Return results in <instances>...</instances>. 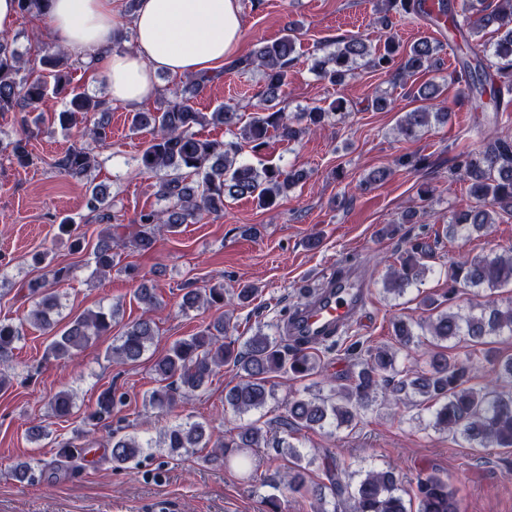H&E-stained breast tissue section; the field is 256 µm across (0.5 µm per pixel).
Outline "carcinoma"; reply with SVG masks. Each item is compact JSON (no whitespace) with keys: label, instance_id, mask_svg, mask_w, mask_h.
Here are the masks:
<instances>
[{"label":"carcinoma","instance_id":"cac0c4a2","mask_svg":"<svg viewBox=\"0 0 512 512\" xmlns=\"http://www.w3.org/2000/svg\"><path fill=\"white\" fill-rule=\"evenodd\" d=\"M49 0H17L23 17L43 16ZM386 14L381 17L383 50L375 51L365 39L352 36L337 42L336 49L318 60L314 69L321 78L332 84L352 76L360 67L386 72L401 56L396 75L407 80L436 66L441 45L420 39L410 45L405 54L388 34L389 13L405 15L429 14L425 0H382ZM492 28L499 34L493 43H473V37ZM464 52L456 80L464 83L466 95L476 103V109L492 104L493 111L506 112L512 106V0H496L493 9H478L454 22ZM295 37L287 33L280 39L260 46L253 56L238 62L243 70L262 71L266 101L271 103L288 83V73L295 57ZM490 53L500 60L495 72L483 67L481 55ZM74 62L65 50L47 48L37 58L36 66L26 68L21 55L5 35L0 36V112H25L24 136L12 145V156L18 165L30 163L29 139L42 131L46 115L62 130L83 126L81 136L100 145L111 138L105 121L108 102L94 99L73 85ZM213 77H197L189 84L172 91L171 98L155 112H134L131 126L135 130L151 128L152 138L139 157V167L147 173L167 172L157 184L156 194L166 205L162 209L142 211L133 220L137 227L125 239L112 235V223L117 218L105 206V196L99 186L90 184L86 190V206L104 224L94 246L93 260L97 274H106L117 265L120 248L131 247L138 252L155 250V227L165 226L174 233L183 224L194 222L204 213L224 212V199L248 196L261 207H273L289 189L298 185L305 174L300 170L285 171L278 166L260 168L241 158L243 144L259 151L267 144L270 134L295 142L307 130L321 127L345 111L346 102L333 100L327 106H315L292 116L259 107L248 121H243L242 106L225 104L214 111L200 112L193 98ZM61 109H56L57 104ZM446 118V112H429L418 106L405 113L398 124L399 133L413 138L430 123V118ZM209 124L223 125L233 133L231 140H214L198 136L195 128ZM98 165L94 149L88 145L74 146L55 162L58 170L71 177H86ZM459 170L470 182V193L476 205L455 215L448 225L454 236H467L482 231L496 222L500 213L512 214V135L506 133L491 141L476 154H465ZM71 218L58 224L60 235L69 239L73 251L83 250L81 238L73 235ZM429 249L413 244L399 258V265L390 268L383 280L384 290L401 294L422 279L429 271L425 263ZM45 277L27 283L30 308L16 321L0 320V391L11 380L5 370L14 359L16 344L23 337L27 323L54 333L46 356L68 360L77 356L88 344L111 333L114 312L102 307L87 310L70 319L59 331L62 305L54 285L69 278L70 270H50ZM448 289L439 297L426 296L421 304L430 312L425 332L438 341L463 338L475 345L486 344L493 336H512V299L499 303L497 291L512 288V248L483 256L464 258L452 264L446 272ZM480 298L470 309L455 305L463 290ZM136 300L144 313L126 325L118 342L106 352V358L121 364L138 362L152 343L156 324L150 312L158 303L156 288L143 281L135 291ZM224 307V284L203 290L190 289L182 297V310ZM236 327L220 315L203 329L179 339L168 352L153 364L160 386L148 395V404L159 410L176 405L179 395L200 389L206 380L224 363L231 361L239 371V381L225 395L233 410L246 413L264 407L273 396L271 379L288 374L301 380L318 373L320 357L317 347L304 340L288 341L270 336L261 330L247 337L240 347L231 337ZM394 335L399 347L364 345L353 342L349 354L354 357L358 371L345 384L331 387L327 396L296 395L288 400L284 418L275 423L255 422L238 428L229 437L214 432L201 422L184 421L167 427L162 433L160 447L170 453L192 452L211 447L221 452L224 464L242 469L252 467L250 451L266 448L269 434L277 428L286 434L297 429L349 427L376 402L377 394L394 405L420 397V404L433 409L432 426L460 436L471 448H512V356H497L485 351V358L494 365L495 377L483 385L473 383L468 361L456 355H441L430 362L426 372L407 366L397 367L399 348L410 349L415 332L410 323L398 321ZM125 396L108 388L97 397L95 406L86 410L82 422L95 427L110 418L112 412L124 405ZM75 406L74 392L60 390L49 399V408L57 419L68 418ZM110 459L119 469L140 463L144 451L153 447L133 434L109 432ZM323 466L329 489L338 499L349 503L350 512H460L455 491L436 472L418 478L415 492L416 508L406 506L398 494V476L394 469L368 471L356 485L343 479L334 459L327 455Z\"/></svg>","mask_w":512,"mask_h":512}]
</instances>
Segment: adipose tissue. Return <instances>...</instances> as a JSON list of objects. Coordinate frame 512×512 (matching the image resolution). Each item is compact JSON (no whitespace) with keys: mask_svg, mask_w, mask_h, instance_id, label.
Returning <instances> with one entry per match:
<instances>
[{"mask_svg":"<svg viewBox=\"0 0 512 512\" xmlns=\"http://www.w3.org/2000/svg\"><path fill=\"white\" fill-rule=\"evenodd\" d=\"M113 0H50L54 41L73 58L92 59L113 102L135 108L157 92L155 75L201 76L233 60L243 31L239 0H138L131 17ZM131 45L117 48L121 32Z\"/></svg>","mask_w":512,"mask_h":512,"instance_id":"obj_1","label":"adipose tissue"}]
</instances>
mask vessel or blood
I'll return each instance as SVG.
<instances>
[{
	"label": "vessel or blood",
	"mask_w": 512,
	"mask_h": 512,
	"mask_svg": "<svg viewBox=\"0 0 512 512\" xmlns=\"http://www.w3.org/2000/svg\"><path fill=\"white\" fill-rule=\"evenodd\" d=\"M313 294L309 305L292 312L288 328L291 335L318 342L343 332L360 310L366 291L347 278L329 275Z\"/></svg>",
	"instance_id": "b4317fda"
}]
</instances>
